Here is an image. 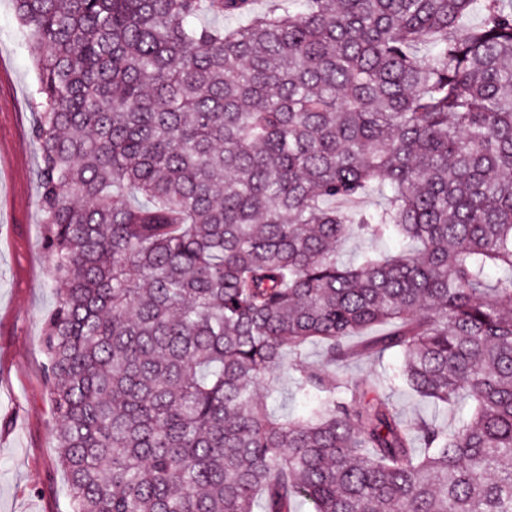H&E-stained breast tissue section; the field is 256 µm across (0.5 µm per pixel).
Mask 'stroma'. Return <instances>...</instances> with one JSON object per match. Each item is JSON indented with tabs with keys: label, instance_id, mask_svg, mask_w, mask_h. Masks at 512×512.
<instances>
[{
	"label": "stroma",
	"instance_id": "obj_1",
	"mask_svg": "<svg viewBox=\"0 0 512 512\" xmlns=\"http://www.w3.org/2000/svg\"><path fill=\"white\" fill-rule=\"evenodd\" d=\"M35 86L13 0H0V512L69 510L43 352L44 320L57 297L43 247ZM391 400L407 417L448 427L469 412L465 404L438 409L401 390Z\"/></svg>",
	"mask_w": 512,
	"mask_h": 512
}]
</instances>
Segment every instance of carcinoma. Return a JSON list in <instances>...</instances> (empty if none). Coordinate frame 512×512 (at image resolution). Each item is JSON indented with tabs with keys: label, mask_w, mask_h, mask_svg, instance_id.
Listing matches in <instances>:
<instances>
[{
	"label": "carcinoma",
	"mask_w": 512,
	"mask_h": 512,
	"mask_svg": "<svg viewBox=\"0 0 512 512\" xmlns=\"http://www.w3.org/2000/svg\"><path fill=\"white\" fill-rule=\"evenodd\" d=\"M254 2L15 0L70 512H512V0ZM398 362L399 356L394 352H386L381 357H355L344 369V374L370 375L379 378L384 372H390ZM390 400L409 418L424 417L436 418L448 429L456 424L458 418L462 415L468 414L470 411L469 405L461 404L455 407H448V409H437L430 403L420 400L419 398L411 396L409 393L396 390L390 393Z\"/></svg>",
	"instance_id": "1"
}]
</instances>
